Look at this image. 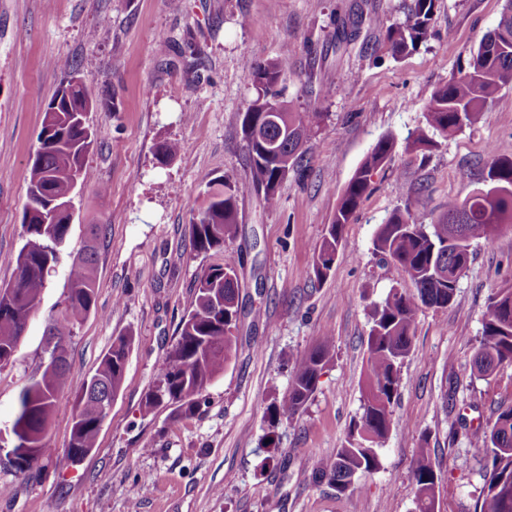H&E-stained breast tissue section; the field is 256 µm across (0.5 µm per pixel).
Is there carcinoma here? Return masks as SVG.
I'll return each mask as SVG.
<instances>
[{"label": "carcinoma", "mask_w": 512, "mask_h": 512, "mask_svg": "<svg viewBox=\"0 0 512 512\" xmlns=\"http://www.w3.org/2000/svg\"><path fill=\"white\" fill-rule=\"evenodd\" d=\"M434 0H411L408 21L386 27V40L395 54L414 48L427 36ZM245 71L256 83V96L241 114V132L251 168L253 189L266 208L278 202L276 160L286 155L291 171L301 167L305 145L313 127L306 114L295 111L277 90L280 78L273 59L245 61ZM512 84V0H506L498 26L473 51L469 70L436 91L426 113L429 128L452 135L472 124L498 88ZM93 108L88 89L72 88L67 105L58 112H44L40 146L29 161L27 200L22 225L27 241L16 257L15 281L0 288V368L17 351L29 317L37 310L46 278L70 228L69 205L80 180L83 164L94 143L85 112ZM260 127L263 142L248 135ZM393 143L379 140L351 177L336 209V217L313 261L316 279L331 271L342 232L369 190L372 172L387 161ZM246 187L222 182L211 189L197 213L190 233L196 252L224 249L238 234V200ZM418 188L404 189L405 210L379 226L373 246L401 268L410 288H393L379 301L367 305L370 330L367 365L361 379V412L350 426L342 448L323 462L313 479L333 485L338 492L350 488L354 477L376 473L381 450L392 428L393 405L398 397L401 371L412 350L414 325L424 308L442 309L453 301L460 278L471 256V241L490 244L506 223H512V157H493L484 188L463 201H448V210L430 224L416 223L409 200ZM103 224L88 225V239L68 274L69 292L62 309L47 327L48 361L42 374L21 390L13 434L27 452L17 457L14 469L27 474L38 460L52 454L46 435L60 393L70 385L66 355L75 325L95 306L97 242ZM236 262L200 275L194 283V304L179 324V336L158 368V385L144 403L150 414L168 404L174 413L190 417L199 409L205 388L221 372L236 348L233 328L241 315ZM488 318L473 355L474 374L489 377L505 363H512V284L492 289ZM131 337L118 336L103 354L94 373L76 389L68 453L79 460L97 443L102 424L124 379ZM333 337L324 336L306 356L296 360L288 394L265 409L269 439L276 447L275 429L300 413L312 398L318 379L333 359ZM471 445L483 453V487L475 512H512V405L498 410L494 419L469 428ZM414 512H437L438 476L427 450H422L412 470Z\"/></svg>", "instance_id": "obj_1"}]
</instances>
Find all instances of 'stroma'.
Here are the masks:
<instances>
[{
  "mask_svg": "<svg viewBox=\"0 0 512 512\" xmlns=\"http://www.w3.org/2000/svg\"><path fill=\"white\" fill-rule=\"evenodd\" d=\"M409 2L0 0V288L13 281L26 242L22 205L43 112L71 74L87 81L95 132L69 237L14 361L0 369V445L12 440L22 387L44 370L48 321L67 295L86 225L106 232L96 304L68 348L73 382L95 371L114 337H132L95 448L68 459L75 394L66 392L47 433L53 455L26 477L0 460V512H412L411 471L423 448L439 478L438 512H475L483 462L465 428L512 405V364L485 379L472 373L488 296L512 283L508 226L493 244L473 242L447 308L419 311L380 469L342 494L312 481L360 411L366 305L409 285L375 253L379 225L404 209L430 223L449 200L482 187L493 155L512 156V84L472 125L434 134L433 148H409L434 93L467 71L504 0H435L427 38L396 56L380 25L405 22ZM162 36L168 48L159 47ZM248 57L277 60L285 97L316 113L308 163L282 183L275 208L241 196L237 238L199 254L190 224L209 187L223 177L250 180L240 127L254 94ZM384 137L394 142L391 158L373 172L329 275L316 281L315 250L352 175ZM165 140L179 151L163 161L156 146ZM409 183L422 189L412 206L403 195ZM229 254L241 283L235 353L194 416L167 407L143 414L194 280ZM325 336L335 340L334 358L270 451L265 407L287 393L294 361Z\"/></svg>",
  "mask_w": 512,
  "mask_h": 512,
  "instance_id": "obj_1",
  "label": "stroma"
}]
</instances>
